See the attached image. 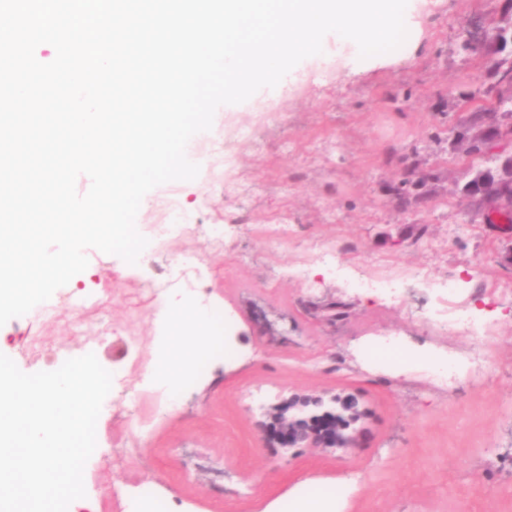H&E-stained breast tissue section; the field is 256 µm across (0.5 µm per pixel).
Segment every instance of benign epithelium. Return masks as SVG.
Returning <instances> with one entry per match:
<instances>
[{
  "label": "benign epithelium",
  "mask_w": 512,
  "mask_h": 512,
  "mask_svg": "<svg viewBox=\"0 0 512 512\" xmlns=\"http://www.w3.org/2000/svg\"><path fill=\"white\" fill-rule=\"evenodd\" d=\"M481 186L490 185L494 190L486 197L496 205L497 211L512 209V156L500 160L490 176H478ZM363 416L358 400L351 395L292 394L279 399L263 409L264 420L260 428L266 445L288 452L293 448H347L354 441L349 432L351 422Z\"/></svg>",
  "instance_id": "1"
}]
</instances>
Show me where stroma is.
Here are the masks:
<instances>
[{
    "label": "stroma",
    "mask_w": 512,
    "mask_h": 512,
    "mask_svg": "<svg viewBox=\"0 0 512 512\" xmlns=\"http://www.w3.org/2000/svg\"><path fill=\"white\" fill-rule=\"evenodd\" d=\"M510 20L512 0H439L419 50L402 45L395 64L356 77L328 41V61L307 63L300 79L217 109L209 137L231 147L241 126L260 123L262 141L228 170L198 137V177L144 197L136 228L149 244L137 264L87 249L69 286L111 289L102 312L120 334L85 349L68 332L49 335L122 371L129 389L112 393L76 512H130L140 501L167 512H295L304 499L335 512H512V231L486 223L463 195L476 170L512 154V140L472 158L457 141L462 100L493 80L481 56L459 51L462 31ZM415 163L439 179L425 202L396 207ZM280 220L287 236L267 237ZM155 224L190 231L161 243ZM319 245L335 248L341 272L317 260ZM186 250L210 276L179 299L222 308L230 349L183 384L172 410L140 386L122 337H137L140 360L153 363L166 330L143 290ZM367 277L395 280L397 299L358 287ZM430 279L456 290L440 295ZM460 314L480 315L487 335L435 324ZM388 337L403 356L370 357ZM322 391L364 410L350 447L284 457L265 445L262 407Z\"/></svg>",
    "instance_id": "stroma-1"
}]
</instances>
